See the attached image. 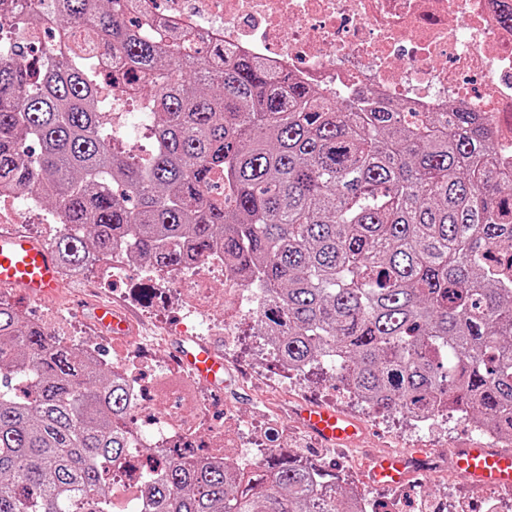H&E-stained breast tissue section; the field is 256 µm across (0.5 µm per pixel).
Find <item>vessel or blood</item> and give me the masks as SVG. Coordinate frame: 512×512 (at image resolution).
I'll list each match as a JSON object with an SVG mask.
<instances>
[{
    "mask_svg": "<svg viewBox=\"0 0 512 512\" xmlns=\"http://www.w3.org/2000/svg\"><path fill=\"white\" fill-rule=\"evenodd\" d=\"M0 286L20 289L36 299L55 293L60 281L53 251L28 235L0 233ZM92 320L112 335L129 333L128 319L111 305H95ZM175 355L206 386L224 388V357L213 345L182 339ZM298 417L312 437L331 447L357 445L363 434L358 421L323 405L304 406ZM420 459L417 452L371 454L365 480L374 487L399 486L413 475ZM455 467L472 483L490 488L512 486V452L475 443L458 450Z\"/></svg>",
    "mask_w": 512,
    "mask_h": 512,
    "instance_id": "vessel-or-blood-1",
    "label": "vessel or blood"
}]
</instances>
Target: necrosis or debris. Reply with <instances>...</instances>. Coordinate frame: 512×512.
I'll return each instance as SVG.
<instances>
[{
    "instance_id": "1",
    "label": "necrosis or debris",
    "mask_w": 512,
    "mask_h": 512,
    "mask_svg": "<svg viewBox=\"0 0 512 512\" xmlns=\"http://www.w3.org/2000/svg\"><path fill=\"white\" fill-rule=\"evenodd\" d=\"M122 8L141 21L191 31L196 40L223 42L271 74L295 73L335 97L371 91L421 112L452 105L475 113L498 159L512 167V0H124ZM213 271L209 260L189 276L158 272L159 305L192 313L171 325L172 333L233 336L252 290L228 272L223 295L214 297L208 287ZM217 309L223 321L214 320ZM143 349L131 344L129 359L112 366L125 380L131 411L145 413L156 397L166 399L150 428L129 423L152 449L139 459L148 467L196 443L207 426L208 398L204 385L174 359H163L152 379L138 377L132 358ZM188 394L195 401L191 413L183 409ZM228 428L239 430L234 416L210 427L215 448H223Z\"/></svg>"
}]
</instances>
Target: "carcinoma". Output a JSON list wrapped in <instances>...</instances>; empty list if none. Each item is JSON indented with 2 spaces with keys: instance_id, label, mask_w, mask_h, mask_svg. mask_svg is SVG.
Masks as SVG:
<instances>
[{
  "instance_id": "carcinoma-1",
  "label": "carcinoma",
  "mask_w": 512,
  "mask_h": 512,
  "mask_svg": "<svg viewBox=\"0 0 512 512\" xmlns=\"http://www.w3.org/2000/svg\"><path fill=\"white\" fill-rule=\"evenodd\" d=\"M122 99L149 113L150 158L115 147ZM492 150L472 112L331 98L155 36L119 0H0V189L59 210L63 263L215 258L265 294L254 324L278 363L333 356L371 409L442 408L512 440V183ZM127 414L118 375L0 303V512H115L149 452ZM138 485L133 512H362L275 448L175 451Z\"/></svg>"
}]
</instances>
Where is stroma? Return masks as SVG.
<instances>
[{
	"mask_svg": "<svg viewBox=\"0 0 512 512\" xmlns=\"http://www.w3.org/2000/svg\"><path fill=\"white\" fill-rule=\"evenodd\" d=\"M96 280V271L90 269L66 291L42 301L15 292L14 304L27 320L51 318L67 341L74 343L91 336L95 329L89 308ZM235 364L230 385L215 396L211 417L217 420L224 412L233 411L248 418L254 443L268 445L274 439L287 438L291 453L334 469L340 487H357L377 502L398 501L402 512H512V490H490L462 481L444 484L428 474L411 479L401 488H371L364 481V462L371 451L422 448L440 458L443 472H450L456 451L476 438L468 420L449 415L435 421L429 431L420 432L401 414L378 413L358 403L332 373L317 370L284 379L281 366L266 356L263 342L248 318L237 326ZM284 380L295 387L300 402L330 406L358 420L365 428L360 447L338 451L323 446L300 427L291 412L284 414L280 427H269L259 403L260 392L266 383Z\"/></svg>",
	"mask_w": 512,
	"mask_h": 512,
	"instance_id": "stroma-1",
	"label": "stroma"
}]
</instances>
